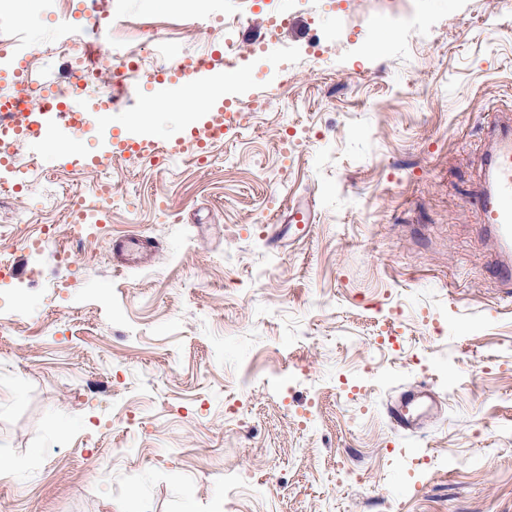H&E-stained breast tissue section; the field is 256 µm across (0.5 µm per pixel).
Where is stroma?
<instances>
[{
    "mask_svg": "<svg viewBox=\"0 0 512 512\" xmlns=\"http://www.w3.org/2000/svg\"><path fill=\"white\" fill-rule=\"evenodd\" d=\"M356 2L211 0L204 33L182 0L0 17V50L29 37L62 81L74 31L129 42L116 104L34 150L127 203L76 226L48 198L0 238L25 269L0 284L5 512H512V298L473 203L512 21L494 0ZM228 41L241 81L157 126L147 105L223 75ZM227 107L224 140L174 163ZM141 139L154 156L118 148ZM308 198L307 236L267 235ZM49 226L73 266L35 254ZM138 235L153 250L115 269L112 239ZM416 386L438 406L397 430ZM429 397L423 391L409 390L397 406L391 407L389 414L392 424L399 430L410 431L415 425L414 410L421 407L420 399Z\"/></svg>",
    "mask_w": 512,
    "mask_h": 512,
    "instance_id": "obj_1",
    "label": "stroma"
}]
</instances>
